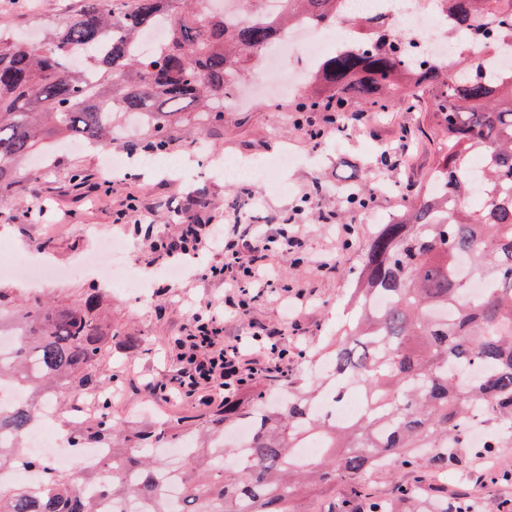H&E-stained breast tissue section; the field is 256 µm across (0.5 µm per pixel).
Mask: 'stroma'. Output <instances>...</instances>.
<instances>
[{"label": "stroma", "instance_id": "obj_1", "mask_svg": "<svg viewBox=\"0 0 512 512\" xmlns=\"http://www.w3.org/2000/svg\"><path fill=\"white\" fill-rule=\"evenodd\" d=\"M36 7L19 8L12 0H0V28L26 34L35 43L47 39L50 29L41 26L46 15L62 23L76 7L75 0H36ZM346 113L336 124L325 125L322 137L310 139L300 130L296 115L287 104L271 108L256 102L246 109L224 111V125L199 131L187 125L180 139L204 137L214 155L269 159L289 148L299 161L276 174L274 182L227 183L207 174L202 163L189 153L172 149L171 167L145 170L132 166L112 181L110 194L96 192L102 181V157L94 150H74L68 142H56V162L39 167L36 158L26 163L29 178L23 189L0 192V225L12 247L30 256L46 257L58 270H67L79 258L93 255L101 237L129 240L131 259L140 273L151 280L150 297L138 302L129 293L100 281L95 275L58 280L44 292L61 307L72 306L97 290L107 298L102 313L105 323L128 336L143 339L140 347L115 354L109 366L96 377L107 381L116 375L121 389L112 398V417L128 432L150 430L160 412L172 416L201 418L221 408V401L201 405L174 399L157 401L144 391L147 380H160L178 369L179 350L174 342L187 335L194 312L208 310L224 317V339L249 340L253 325L281 326L290 355L287 372L310 378L308 359L342 321V305L362 253L368 248L376 225L387 222L403 208L402 196L377 191L369 209L349 211L336 194L343 175H358L377 182L387 180L405 187L423 186L437 159L436 145L427 136L430 118L424 112L393 108L378 113L368 127L350 125ZM408 137H401V129ZM391 160L382 163V152ZM80 180H73V173ZM138 206L136 221L116 223L117 213L128 200ZM245 215L247 223L264 225L276 234L287 223L299 225L302 244L295 252L270 249L267 258L278 268L275 290L253 294L246 313L229 314V296L220 276L192 271L179 284L160 278L171 257L154 249L138 235L135 224L152 225L155 238L177 235L186 215L202 217L210 224H230ZM344 224L354 232L351 246L338 251L334 233ZM303 294L305 306L294 325H286L288 300ZM448 489L457 498H478L495 504L512 501V484L485 483L475 488L468 470L448 476Z\"/></svg>", "mask_w": 512, "mask_h": 512}]
</instances>
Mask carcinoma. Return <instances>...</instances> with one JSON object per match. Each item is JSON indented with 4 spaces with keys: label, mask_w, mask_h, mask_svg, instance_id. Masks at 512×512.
Listing matches in <instances>:
<instances>
[{
    "label": "carcinoma",
    "mask_w": 512,
    "mask_h": 512,
    "mask_svg": "<svg viewBox=\"0 0 512 512\" xmlns=\"http://www.w3.org/2000/svg\"><path fill=\"white\" fill-rule=\"evenodd\" d=\"M259 2L228 24L210 0H79L47 43L0 40V189L20 188V163L52 138L105 150L135 117L145 149L159 155L172 150L185 123L224 126L215 101L236 87L246 62L303 17L335 22L341 0H282L273 19L261 15ZM440 2L457 38L483 36L494 20V36L512 42V0ZM161 17L168 20L164 42L152 56L135 53ZM347 23L360 38L319 64L291 111L329 104L338 112H386L397 102L430 114L438 159L432 185L406 194L403 216L377 225L362 254L348 319L314 355L328 365L326 376L311 383L281 376V402L256 386L199 433L176 424L124 436L101 403L69 437L76 447L112 445V477L99 482L84 470L64 478L25 452V433L45 415L36 396L56 393L67 414L72 397L99 388L94 371L109 362L112 345L141 341L100 321L97 292L68 307L34 299L9 321L0 316V332L7 327L13 338L0 348V384L27 391L24 402L0 407V472L36 466L45 479L0 483V512H101L106 499L143 501V512H293L301 490L338 484L351 486L350 497H333L317 512H425L428 498L435 512H475L433 486L420 494L417 468L426 458L441 474L475 453L512 447V70L485 72L463 52L451 71L428 66L402 51L405 35L392 25L361 14ZM481 159L486 168L476 177ZM338 189L359 206L374 195L366 180ZM475 278L491 285L477 299ZM371 294L385 308L369 310ZM354 387L364 395L363 413L346 424L319 416L318 398L336 403ZM478 409L488 442L473 447L467 429ZM242 424L251 427L248 443H227L224 432ZM313 437L323 439L324 452L297 457L293 449ZM143 441L183 445V464L142 456ZM229 452L238 466L226 471ZM387 464L415 476L382 499L363 479Z\"/></svg>",
    "instance_id": "cac0c4a2"
}]
</instances>
